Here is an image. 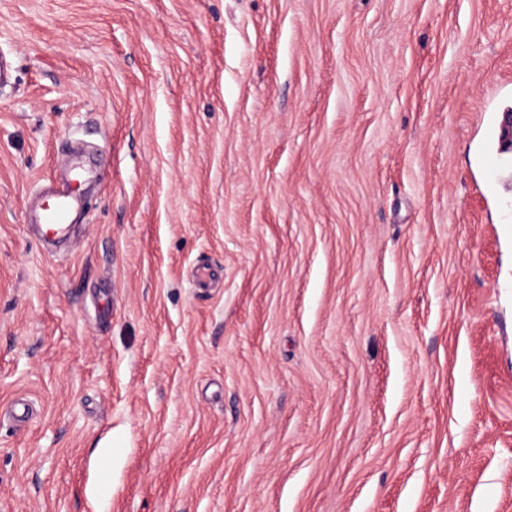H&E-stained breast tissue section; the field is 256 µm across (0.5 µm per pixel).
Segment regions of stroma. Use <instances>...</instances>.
Returning <instances> with one entry per match:
<instances>
[{"label": "stroma", "instance_id": "1", "mask_svg": "<svg viewBox=\"0 0 512 512\" xmlns=\"http://www.w3.org/2000/svg\"><path fill=\"white\" fill-rule=\"evenodd\" d=\"M0 54V512H512V0H0ZM76 182L80 183V176L74 173L72 178L50 198L54 201V206L42 208L38 215V222L46 235L56 236L66 232L69 212L79 202L75 188Z\"/></svg>", "mask_w": 512, "mask_h": 512}]
</instances>
